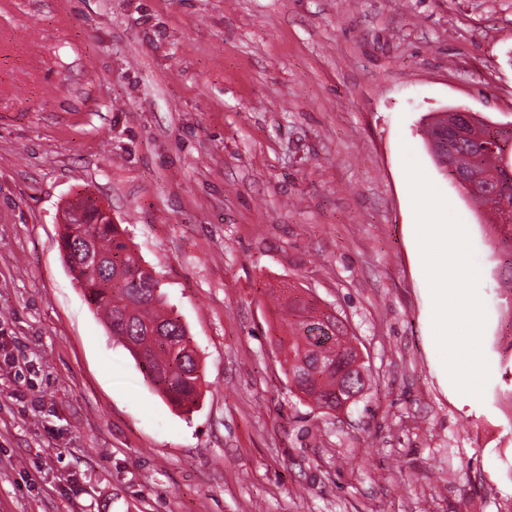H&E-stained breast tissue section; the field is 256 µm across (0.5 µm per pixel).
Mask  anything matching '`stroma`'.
I'll return each instance as SVG.
<instances>
[{"instance_id": "stroma-1", "label": "stroma", "mask_w": 512, "mask_h": 512, "mask_svg": "<svg viewBox=\"0 0 512 512\" xmlns=\"http://www.w3.org/2000/svg\"><path fill=\"white\" fill-rule=\"evenodd\" d=\"M512 125V0H0V512H512L511 271L425 125ZM409 145L468 229L483 399L428 344ZM90 192L203 371L148 386L61 261ZM301 294L359 340L346 410L291 392Z\"/></svg>"}]
</instances>
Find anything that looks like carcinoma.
<instances>
[{"mask_svg":"<svg viewBox=\"0 0 512 512\" xmlns=\"http://www.w3.org/2000/svg\"><path fill=\"white\" fill-rule=\"evenodd\" d=\"M494 140L501 141L492 154L467 137L448 133V157L479 192L478 204L490 201L512 203V177L498 162V154L509 150L512 132L486 126ZM70 222L63 225L59 252L87 300L100 311L112 337L133 356L144 372L145 382L173 406L191 408L199 396L202 373L199 362L187 352L190 337L180 318L167 310L159 277L142 264L137 252L122 241L119 225L95 205L77 204ZM112 257V265L93 267L89 253ZM288 382L295 384L320 409L336 404V389L351 379L335 369L318 365L321 360L352 347L346 335L326 344L307 335L300 320L288 323Z\"/></svg>","mask_w":512,"mask_h":512,"instance_id":"cac0c4a2","label":"carcinoma"}]
</instances>
